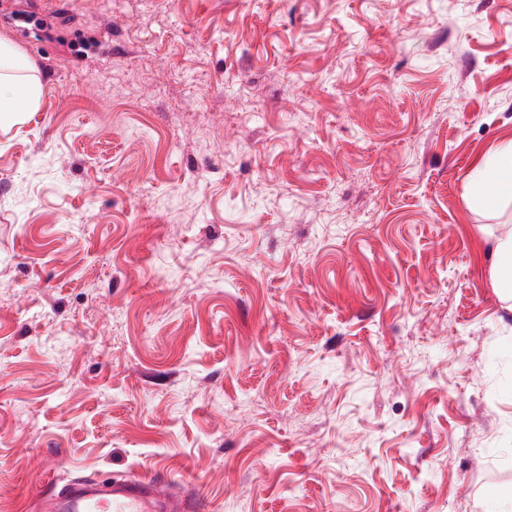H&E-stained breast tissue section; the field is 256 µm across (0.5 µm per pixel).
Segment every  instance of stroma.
<instances>
[{
    "label": "stroma",
    "instance_id": "1",
    "mask_svg": "<svg viewBox=\"0 0 512 512\" xmlns=\"http://www.w3.org/2000/svg\"><path fill=\"white\" fill-rule=\"evenodd\" d=\"M0 512L154 471L198 512L512 484V0H0ZM30 59L0 39V126L37 112L42 87ZM466 178L473 207L491 210L509 197L512 200V139L487 155ZM494 283L506 298H512V232L510 239L500 242L496 247L492 263Z\"/></svg>",
    "mask_w": 512,
    "mask_h": 512
}]
</instances>
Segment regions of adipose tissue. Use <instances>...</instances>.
<instances>
[{
	"mask_svg": "<svg viewBox=\"0 0 512 512\" xmlns=\"http://www.w3.org/2000/svg\"><path fill=\"white\" fill-rule=\"evenodd\" d=\"M42 87L30 59L0 39V126L37 111ZM471 206L491 210L512 198V139L487 155L467 175Z\"/></svg>",
	"mask_w": 512,
	"mask_h": 512,
	"instance_id": "adipose-tissue-1",
	"label": "adipose tissue"
}]
</instances>
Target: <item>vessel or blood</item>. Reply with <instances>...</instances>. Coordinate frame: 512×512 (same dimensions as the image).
Masks as SVG:
<instances>
[{
	"label": "vessel or blood",
	"mask_w": 512,
	"mask_h": 512,
	"mask_svg": "<svg viewBox=\"0 0 512 512\" xmlns=\"http://www.w3.org/2000/svg\"><path fill=\"white\" fill-rule=\"evenodd\" d=\"M195 498L179 496L170 482L150 474L108 483L73 480L40 493L39 512H190Z\"/></svg>",
	"instance_id": "vessel-or-blood-1"
}]
</instances>
